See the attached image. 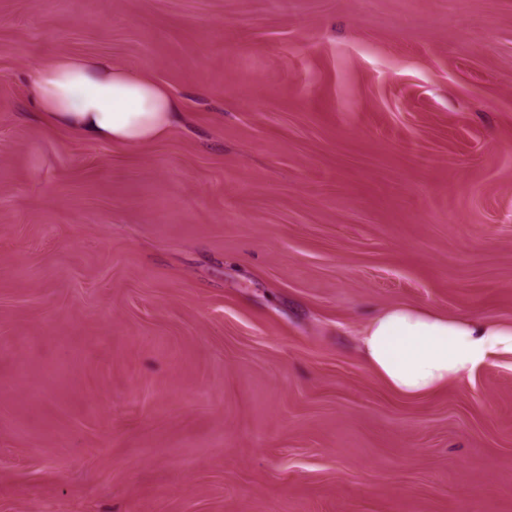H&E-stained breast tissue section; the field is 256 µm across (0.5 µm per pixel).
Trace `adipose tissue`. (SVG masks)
<instances>
[{
    "instance_id": "1",
    "label": "adipose tissue",
    "mask_w": 512,
    "mask_h": 512,
    "mask_svg": "<svg viewBox=\"0 0 512 512\" xmlns=\"http://www.w3.org/2000/svg\"><path fill=\"white\" fill-rule=\"evenodd\" d=\"M29 103L48 128L126 147L165 138L183 120L163 84L104 57L59 55L37 66ZM359 344L378 379L402 396L420 397L512 351V326L396 304L365 322Z\"/></svg>"
}]
</instances>
